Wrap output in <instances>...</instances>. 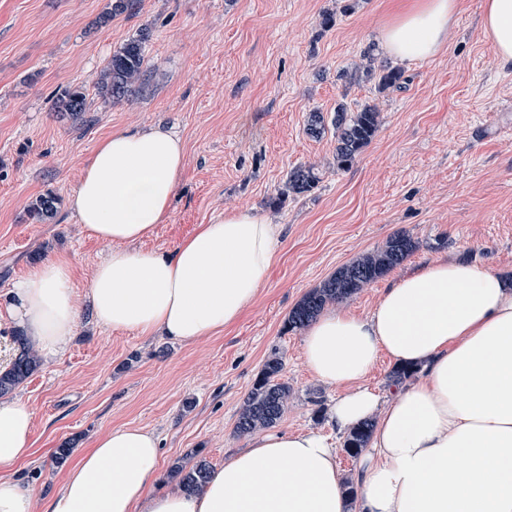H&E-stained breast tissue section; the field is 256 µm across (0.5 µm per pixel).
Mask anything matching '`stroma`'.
Here are the masks:
<instances>
[{"label": "stroma", "mask_w": 512, "mask_h": 512, "mask_svg": "<svg viewBox=\"0 0 512 512\" xmlns=\"http://www.w3.org/2000/svg\"><path fill=\"white\" fill-rule=\"evenodd\" d=\"M413 0H141L136 14L97 25L107 0H0V297L44 260L67 258L78 294L109 246L83 231L68 200L101 140L159 125L185 146L168 218L143 248L169 252L197 225L230 210L264 215L282 230L254 303L224 331L194 344L115 332L82 314L67 350L41 361L15 390L34 411L33 454L4 475L32 485L39 501L58 488L62 444L92 447L133 425L159 439L157 490L175 464L223 465L246 446L238 411L271 353L292 396L278 426L322 431L343 478L359 460L328 417L338 390L317 381L287 330L312 288L396 233L417 249L340 311L369 314L397 276L440 257L492 263L512 273V67H502L481 28L483 0H458L440 52L397 62L379 33ZM332 26H324V16ZM148 29L145 80L122 100L96 83L113 51ZM400 68L406 82L379 89L364 71ZM89 94V112L60 117L56 95ZM375 106L379 129L354 164L336 167L333 131L307 135L309 112ZM298 166L314 167L310 193L273 205ZM54 218L27 211L42 194Z\"/></svg>", "instance_id": "obj_1"}]
</instances>
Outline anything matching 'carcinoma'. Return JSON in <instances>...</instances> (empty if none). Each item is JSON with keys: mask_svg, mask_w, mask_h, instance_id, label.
<instances>
[{"mask_svg": "<svg viewBox=\"0 0 512 512\" xmlns=\"http://www.w3.org/2000/svg\"><path fill=\"white\" fill-rule=\"evenodd\" d=\"M140 0H109L108 11L103 19L115 15L133 13L139 8ZM149 31L128 40L112 53L100 73L98 89L112 99L119 100L144 81L145 45ZM382 89L401 87L405 82L402 71L396 68H382L377 75ZM59 109L77 115L88 109V94L82 86L68 87L59 97ZM336 135V167L345 169L351 166L363 150L370 144L380 125V113L370 105L356 112L348 111L346 105L336 106L331 119ZM325 116L321 112H311L307 118L306 132L313 138L325 134ZM319 177L311 166H300L288 172L284 189L274 203L280 204L290 195L305 194L313 189ZM57 198L46 195L37 198L29 205L30 216L40 219L55 209ZM417 248V243L405 233L390 237L377 251L360 257L349 265L340 268L334 275L311 289L296 304L288 316L287 329L300 330L313 322L324 308L351 298L362 288L374 282L388 270L400 265ZM17 353L8 368L0 371V395H7L23 384L40 365L38 356L32 351L25 336H13ZM283 371L282 360L269 357L264 368L253 384L242 408L239 411L236 432L240 435L252 434L277 424L288 408L291 390L288 383L278 377ZM373 430V423L366 420L353 428L346 436L344 448L351 456H356L367 442ZM209 464L200 460L192 466L177 464L171 473L178 477L180 487L188 492L200 491L208 478Z\"/></svg>", "mask_w": 512, "mask_h": 512, "instance_id": "obj_1", "label": "carcinoma"}]
</instances>
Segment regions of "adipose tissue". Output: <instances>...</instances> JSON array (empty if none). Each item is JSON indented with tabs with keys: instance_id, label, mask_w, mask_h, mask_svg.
<instances>
[{
	"instance_id": "obj_1",
	"label": "adipose tissue",
	"mask_w": 512,
	"mask_h": 512,
	"mask_svg": "<svg viewBox=\"0 0 512 512\" xmlns=\"http://www.w3.org/2000/svg\"><path fill=\"white\" fill-rule=\"evenodd\" d=\"M457 0H415L381 31L384 50L425 60L443 46ZM483 32L512 67V0H484ZM184 166L181 140L159 126L102 140L69 205L110 245L85 297L51 259L16 280L0 304L46 356L62 354L82 308L115 332L191 344L223 331L255 301L280 246L277 225L232 210L173 251L137 249L169 213ZM415 371L383 396L364 384L380 356ZM309 371L341 387L337 432L376 425L356 474L353 512H512V279L493 266L438 258L391 281L366 315L332 311L303 338ZM31 407L0 398V466L31 456ZM156 435L123 425L67 466L45 512H352L336 450L315 430H267L189 494L155 491Z\"/></svg>"
}]
</instances>
